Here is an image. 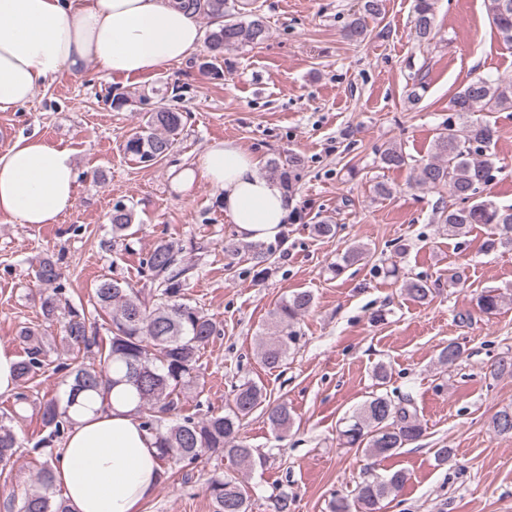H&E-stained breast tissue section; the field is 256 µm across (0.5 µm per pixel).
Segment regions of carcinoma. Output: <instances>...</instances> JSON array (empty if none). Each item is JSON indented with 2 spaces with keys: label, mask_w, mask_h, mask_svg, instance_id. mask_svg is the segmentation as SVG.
<instances>
[{
  "label": "carcinoma",
  "mask_w": 512,
  "mask_h": 512,
  "mask_svg": "<svg viewBox=\"0 0 512 512\" xmlns=\"http://www.w3.org/2000/svg\"><path fill=\"white\" fill-rule=\"evenodd\" d=\"M216 24L206 36L211 57L248 43H260L269 34L266 21L250 13L249 19L229 0H181ZM383 0H362L361 14L348 25L345 35L350 41L364 39L367 19L377 20L384 14ZM490 19L506 44H512V0H490ZM414 28L416 37L428 41L435 36L434 0H415ZM512 110V78L490 79L480 75L463 83L448 104V118L438 129L434 140V155L425 160L411 161L402 148L387 146L380 153L388 167H410L415 182L428 190L448 189L451 203L442 208L438 220L447 227L448 235L459 236L475 224L489 226L485 246L493 250L512 245V205H500L484 191L495 179L497 167L488 154L494 136L493 126L475 116L477 112ZM184 126V115L161 105L144 114V125L126 138L124 152L145 166L163 160L174 148ZM302 159L291 155L288 161L272 159L268 164L271 178L291 193L296 171ZM112 237L130 236L134 214L126 204L118 202L110 216ZM226 251L233 255L251 254L257 268L254 277L266 274L261 268V253L253 244L230 243ZM182 248L172 242L158 244L145 265L151 276V287L135 288L127 282L103 278L94 288L90 304L105 312L108 320L107 340L92 334L85 308L69 304L57 286L40 296L45 321L64 319V342L73 358L86 356L75 365L53 364L44 346L34 339V331L24 327L19 339L26 344L24 354L15 364L18 385L32 381L45 366L53 371L67 370L64 388L39 405L47 435L35 444L37 449L54 446L74 423L70 409L85 408L96 396L106 398L118 385L132 388L137 399V414L142 427L157 439L158 458L194 463L206 452L226 458L238 471L252 472L264 465V457L255 453L243 437V420L260 410L267 415L272 429L287 431L292 424L291 411L285 402L272 404L265 387L248 380L234 386L222 412H209L202 417L184 414L185 394L196 383L195 372L201 350L216 332L208 314L183 301L187 288L188 268L181 265ZM370 249L354 243L331 266L339 274L347 265L368 262ZM62 273L53 260H44L38 278L54 284ZM406 296L426 303L433 295L432 285L421 278L402 281ZM502 296L493 290L477 298L480 312L489 314L499 309ZM311 292L296 291L283 298L270 311L275 331L260 341V360L268 369H275L286 359L292 345L298 341L294 324L313 306ZM15 414L0 415V464L7 465L21 447L12 425ZM492 427L499 435H512V407L495 413ZM423 426L411 400L393 398L387 393L373 394L347 420L341 431L343 443L357 448L376 461L391 458L406 444L417 440ZM408 480L407 473L395 470L385 476L366 471L358 483L353 498L336 496L330 502L331 512H380L382 503L399 492ZM38 489L27 494L17 506V512H70L67 500L55 494L50 461L40 464ZM208 493L214 512H251L248 492L236 477L214 476L209 479Z\"/></svg>",
  "instance_id": "1"
}]
</instances>
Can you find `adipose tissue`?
<instances>
[{
  "label": "adipose tissue",
  "instance_id": "adipose-tissue-1",
  "mask_svg": "<svg viewBox=\"0 0 512 512\" xmlns=\"http://www.w3.org/2000/svg\"><path fill=\"white\" fill-rule=\"evenodd\" d=\"M201 43L199 17L180 0H0V112L88 64L139 76L189 59ZM259 163L235 141H214L174 181L183 188L204 179L221 192L237 237L267 243L281 236L294 202L259 174ZM77 178L69 149L18 139L0 154V213L22 224L55 223L73 203ZM54 477L71 512H139L164 470L128 392L114 389L77 414Z\"/></svg>",
  "mask_w": 512,
  "mask_h": 512
}]
</instances>
